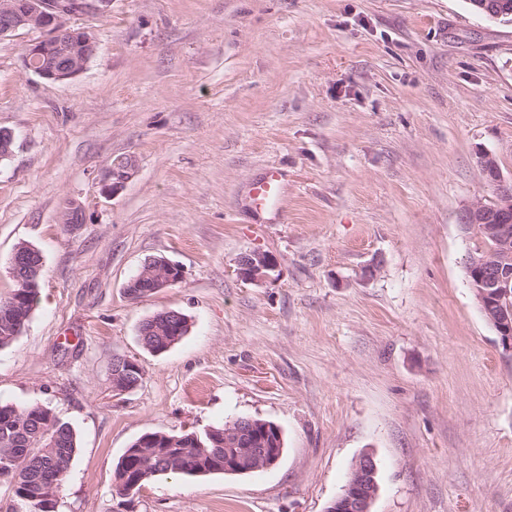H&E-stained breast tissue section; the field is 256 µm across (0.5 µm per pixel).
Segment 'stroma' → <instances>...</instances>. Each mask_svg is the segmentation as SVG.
Returning <instances> with one entry per match:
<instances>
[{
	"mask_svg": "<svg viewBox=\"0 0 512 512\" xmlns=\"http://www.w3.org/2000/svg\"><path fill=\"white\" fill-rule=\"evenodd\" d=\"M71 24L99 50L64 82L24 65L39 31L0 38V299L18 245L44 260L0 403L75 429L57 512H325L364 452L373 512H512V350L459 222L496 200L479 153L512 178V23L467 0H112ZM125 155L134 177L102 196ZM272 166L282 196L254 214ZM255 249L279 263L261 284L236 273ZM154 258L181 282L129 299ZM164 310L190 330L154 354L139 328ZM118 356L144 368L122 395ZM241 417L281 428L274 468L117 495L140 436Z\"/></svg>",
	"mask_w": 512,
	"mask_h": 512,
	"instance_id": "35a3bbf8",
	"label": "stroma"
}]
</instances>
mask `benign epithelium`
<instances>
[{"label": "benign epithelium", "instance_id": "1", "mask_svg": "<svg viewBox=\"0 0 512 512\" xmlns=\"http://www.w3.org/2000/svg\"><path fill=\"white\" fill-rule=\"evenodd\" d=\"M111 0H0V38L19 29L37 30L41 36L26 47L24 62L27 69L40 78L61 82L78 75L96 54L98 45L92 33L73 28L69 20L75 15L97 16L104 12ZM480 168L495 189L497 200L492 206L474 204L465 208L459 223L474 231L481 239L490 238L499 243L483 258L469 261L472 287L483 312L487 313L504 343L512 347V180H505L497 161L480 157ZM135 161L120 157L112 162L101 183V194L114 195L133 177ZM64 223L71 228L83 223V209L75 203L67 204L62 214ZM43 257L39 250L29 247L25 262L15 256L10 262V275L22 288H40ZM278 270L276 258L261 250L250 251L239 258L237 273L246 281L260 284ZM182 280L181 268L166 259L154 258L143 265L129 280L125 293L138 300L154 292L172 287ZM114 362L125 365V371L112 373V388L127 393L134 387L115 382L123 375L129 379L143 377V367L125 357ZM264 437L266 447L252 448L250 444ZM282 441L281 428L274 423L254 419H236L224 427V444L233 452L224 457V469L251 473L270 469L282 457L278 442ZM377 466L370 453L362 454L353 464L342 493L326 512H373L378 495Z\"/></svg>", "mask_w": 512, "mask_h": 512}]
</instances>
